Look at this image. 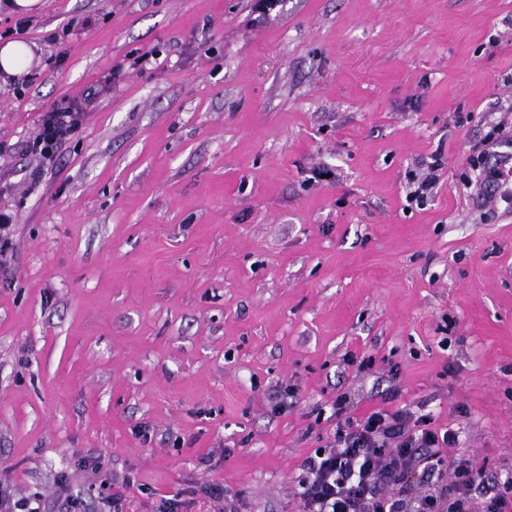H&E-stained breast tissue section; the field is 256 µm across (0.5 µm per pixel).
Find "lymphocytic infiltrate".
I'll list each match as a JSON object with an SVG mask.
<instances>
[{
    "label": "lymphocytic infiltrate",
    "instance_id": "lymphocytic-infiltrate-1",
    "mask_svg": "<svg viewBox=\"0 0 512 512\" xmlns=\"http://www.w3.org/2000/svg\"><path fill=\"white\" fill-rule=\"evenodd\" d=\"M102 93L93 85L43 112L25 153L53 166ZM468 162L473 175L464 187L472 200L512 210V136L504 123L471 144ZM334 414L331 437L302 463L298 512H512V476L491 480L470 459L449 458L458 436L429 415L401 407L358 417L341 399Z\"/></svg>",
    "mask_w": 512,
    "mask_h": 512
}]
</instances>
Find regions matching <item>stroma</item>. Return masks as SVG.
<instances>
[{
  "mask_svg": "<svg viewBox=\"0 0 512 512\" xmlns=\"http://www.w3.org/2000/svg\"><path fill=\"white\" fill-rule=\"evenodd\" d=\"M42 2L0 81V489L49 501L64 473L91 502L114 476L120 512H213L207 485L298 512L340 395L512 473V213L459 181L512 105V0ZM96 82L33 178L41 113ZM33 59L30 46L22 41H8L0 47V72L13 78L22 76ZM440 167H442L441 160L434 158V161L427 167L428 172L422 176V178H418L417 175H415L413 183H417V187L407 195V201L409 203L414 201L419 204L420 201L427 199L432 194V190L439 182V175L435 172L440 169ZM15 216L10 212L0 210V269L6 262L9 253L13 256L12 226Z\"/></svg>",
  "mask_w": 512,
  "mask_h": 512,
  "instance_id": "stroma-1",
  "label": "stroma"
}]
</instances>
